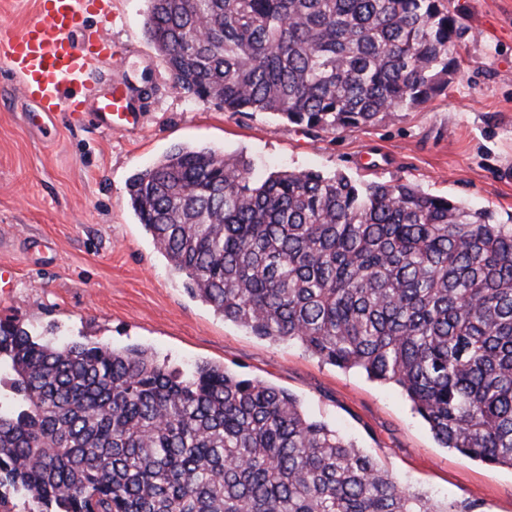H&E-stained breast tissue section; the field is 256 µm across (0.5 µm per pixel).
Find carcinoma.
I'll return each mask as SVG.
<instances>
[{
  "label": "carcinoma",
  "mask_w": 512,
  "mask_h": 512,
  "mask_svg": "<svg viewBox=\"0 0 512 512\" xmlns=\"http://www.w3.org/2000/svg\"><path fill=\"white\" fill-rule=\"evenodd\" d=\"M206 35H197L200 27ZM170 86L334 134L460 70L451 0H149ZM187 291L224 319L399 387L437 441L512 468V215L408 183L175 147L127 182ZM459 512L402 487L296 397L146 349L0 321V512Z\"/></svg>",
  "instance_id": "carcinoma-1"
}]
</instances>
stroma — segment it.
I'll return each mask as SVG.
<instances>
[{"instance_id": "35a3bbf8", "label": "stroma", "mask_w": 512, "mask_h": 512, "mask_svg": "<svg viewBox=\"0 0 512 512\" xmlns=\"http://www.w3.org/2000/svg\"><path fill=\"white\" fill-rule=\"evenodd\" d=\"M469 29L445 94L374 125L316 135L266 112H227L169 88L148 40V0H112L91 31L112 56L89 84L154 90L141 121L30 123L18 78L0 68V320L58 343L138 346L177 368L224 366L288 390L310 417L340 429L402 483L474 512H512V469L440 447L395 385L321 361L293 342L254 336L192 297L127 203V180L179 145L240 155L255 177L342 172L448 195L499 219L512 214V0H453Z\"/></svg>"}]
</instances>
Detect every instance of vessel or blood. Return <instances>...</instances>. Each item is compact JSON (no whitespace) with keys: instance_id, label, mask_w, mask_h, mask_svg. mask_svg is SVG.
<instances>
[{"instance_id":"b4317fda","label":"vessel or blood","mask_w":512,"mask_h":512,"mask_svg":"<svg viewBox=\"0 0 512 512\" xmlns=\"http://www.w3.org/2000/svg\"><path fill=\"white\" fill-rule=\"evenodd\" d=\"M109 10V0H39L22 30L0 41V64L19 76L38 118L53 122L64 116L107 131L140 121L121 85L100 93L86 84L91 65L112 51L108 39L87 35L86 21Z\"/></svg>"}]
</instances>
